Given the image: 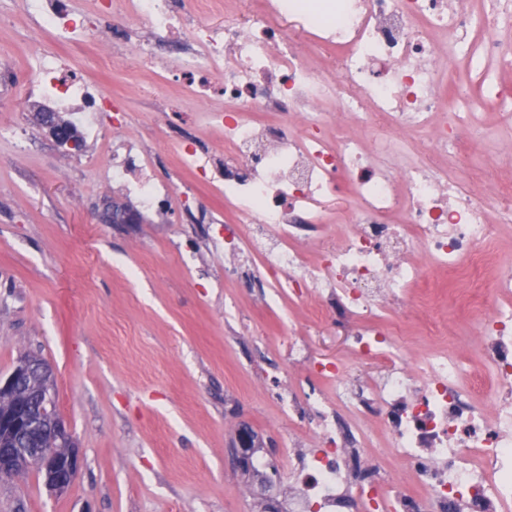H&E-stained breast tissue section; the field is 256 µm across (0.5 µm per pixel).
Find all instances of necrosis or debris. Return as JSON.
<instances>
[{
    "instance_id": "obj_1",
    "label": "necrosis or debris",
    "mask_w": 512,
    "mask_h": 512,
    "mask_svg": "<svg viewBox=\"0 0 512 512\" xmlns=\"http://www.w3.org/2000/svg\"><path fill=\"white\" fill-rule=\"evenodd\" d=\"M39 30L77 43L106 15L123 42L104 67L124 62L174 83L183 103L164 104L170 122L194 120L224 133V154L179 143L180 165L223 195L235 211L224 251L235 271L268 289L267 301L320 291L314 322L350 326L348 360L312 362L295 333L290 358L336 383L332 395L281 401L308 411L314 448L288 451L298 497L288 512H512V263L481 274L502 225L512 223V184L480 185L448 173L463 146L486 138L471 90L449 89L462 65L485 81L501 111L512 90V0H27ZM223 10V22L212 19ZM31 83L48 101L79 114L85 134L111 118L125 140L127 111L99 83L51 51L34 54ZM457 107H449L448 98ZM113 184L152 210L175 196L155 182L145 157L112 154ZM467 284L463 296L494 381V403L479 400L447 347L402 346L383 317L425 315L444 336L425 290L436 272ZM380 359L384 376L347 377L348 361ZM378 418L383 452L368 422ZM413 474L393 480L389 462Z\"/></svg>"
}]
</instances>
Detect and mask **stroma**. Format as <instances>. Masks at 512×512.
<instances>
[{
    "mask_svg": "<svg viewBox=\"0 0 512 512\" xmlns=\"http://www.w3.org/2000/svg\"><path fill=\"white\" fill-rule=\"evenodd\" d=\"M0 375L28 354L55 372V401L82 465L70 492L50 495L37 469L0 478V512H273L294 488L289 440L276 399L259 392L262 373L288 369L290 386L329 381L289 364L280 338L289 318L312 359L343 357L338 328L309 330L312 302L287 314L268 309L261 289L226 270L224 227L212 213L233 208L179 168L176 146L194 138L216 153L224 137L187 121L158 120L139 95L147 72L102 70L94 42L58 46L37 31L24 0H0ZM58 51L121 97L129 139L144 150L155 179L175 182L177 199L112 221L113 206L136 203L113 187L107 138L60 145L36 118L29 63L36 49ZM193 197L195 214L180 203ZM456 276H439L436 309L449 332L469 327ZM255 432L253 456L265 472L238 465L242 429Z\"/></svg>",
    "mask_w": 512,
    "mask_h": 512,
    "instance_id": "35a3bbf8",
    "label": "stroma"
}]
</instances>
